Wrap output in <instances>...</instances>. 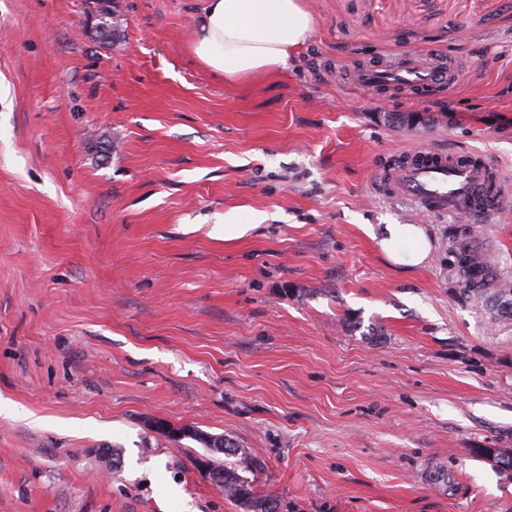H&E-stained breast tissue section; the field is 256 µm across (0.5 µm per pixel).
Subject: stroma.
Segmentation results:
<instances>
[{"instance_id":"stroma-1","label":"stroma","mask_w":512,"mask_h":512,"mask_svg":"<svg viewBox=\"0 0 512 512\" xmlns=\"http://www.w3.org/2000/svg\"><path fill=\"white\" fill-rule=\"evenodd\" d=\"M111 3L99 42L98 0H0V512H242L152 419L251 449L278 512H512L478 454L512 448V319L453 253L512 281V0H304L308 42L234 85L190 52L205 0ZM425 51L454 84L350 78ZM422 148L502 167L503 210L378 190ZM406 241L415 243V248L410 252L403 249ZM378 246L395 263L417 265L425 260L429 252L424 230L416 224L386 225ZM467 235L465 232L459 238L454 235L455 254L458 265V271L462 279V292L467 298H473L476 301H492L495 303L498 313L501 316H512V286L504 281H475L472 274L473 260L485 264L477 254L472 256L469 250Z\"/></svg>"}]
</instances>
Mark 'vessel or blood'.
<instances>
[{
  "instance_id": "vessel-or-blood-1",
  "label": "vessel or blood",
  "mask_w": 512,
  "mask_h": 512,
  "mask_svg": "<svg viewBox=\"0 0 512 512\" xmlns=\"http://www.w3.org/2000/svg\"><path fill=\"white\" fill-rule=\"evenodd\" d=\"M355 78L377 90L423 93L453 84L457 71L437 55L415 54L393 64H363ZM379 185L418 201L428 214L471 218L496 211L506 190L498 165L478 155L446 150H417L398 157Z\"/></svg>"
}]
</instances>
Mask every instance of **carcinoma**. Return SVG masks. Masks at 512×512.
Returning <instances> with one entry per match:
<instances>
[{"mask_svg":"<svg viewBox=\"0 0 512 512\" xmlns=\"http://www.w3.org/2000/svg\"><path fill=\"white\" fill-rule=\"evenodd\" d=\"M120 22L117 16L107 6L99 9V23L97 33L108 38L117 33ZM455 254L458 271L462 279V292L468 298L476 301H492L495 303L498 313L503 316H512V285L507 281H476L471 270L473 262H482V259L470 253L466 234L456 238ZM224 456L234 458V461L224 465L213 462L211 467L224 474V494L237 501L246 509V512H264L262 505L273 501L271 497L259 496L253 489L252 476L260 469L259 459L246 449L237 445L224 446Z\"/></svg>","mask_w":512,"mask_h":512,"instance_id":"cac0c4a2","label":"carcinoma"}]
</instances>
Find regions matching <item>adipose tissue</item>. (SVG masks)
<instances>
[{
  "mask_svg": "<svg viewBox=\"0 0 512 512\" xmlns=\"http://www.w3.org/2000/svg\"><path fill=\"white\" fill-rule=\"evenodd\" d=\"M315 21L303 0H206L194 30L195 59L225 83L284 68L290 53L309 38ZM414 242L405 251V242ZM378 246L392 261L420 264L429 245L422 228L389 224Z\"/></svg>",
  "mask_w": 512,
  "mask_h": 512,
  "instance_id": "ef3b65f1",
  "label": "adipose tissue"
}]
</instances>
